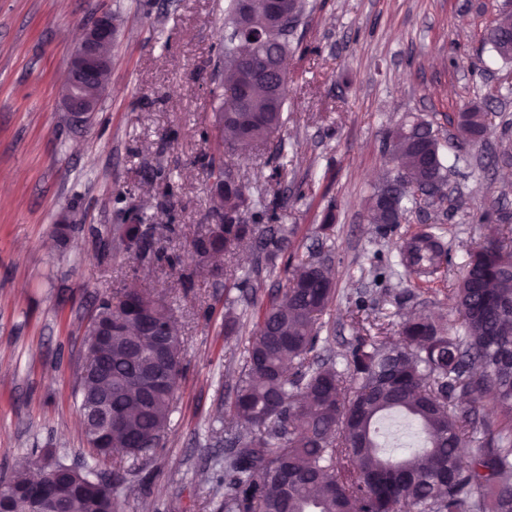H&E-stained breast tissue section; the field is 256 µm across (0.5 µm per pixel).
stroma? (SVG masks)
<instances>
[{"instance_id":"35a3bbf8","label":"stroma","mask_w":512,"mask_h":512,"mask_svg":"<svg viewBox=\"0 0 512 512\" xmlns=\"http://www.w3.org/2000/svg\"><path fill=\"white\" fill-rule=\"evenodd\" d=\"M309 3L308 50L288 59L285 169L259 146L223 161L254 199L287 197L281 222L293 252L317 254L332 269L321 354L336 359L372 322L394 337L414 313L455 320L449 290L490 234L481 214L498 209L512 227V63L485 41L512 0ZM104 13L118 18L108 86L93 122L74 126L61 84L83 27ZM223 53L224 0H0V473L37 454L91 465L76 395L85 330L101 298L137 288L173 306L184 374L165 442L129 476L122 512H220L224 497L213 487L225 448L214 433L254 330L244 317L225 332L224 314L268 303L291 271L284 257L258 268L248 244L225 258L220 277L190 256L191 238L209 221L200 159L217 144L202 134L213 129L212 69ZM489 95L496 115L485 138L444 150L457 205L429 222L411 214L388 233L369 223L388 130L421 114L451 138L459 114ZM156 170L170 184L152 181ZM133 210L179 264L140 258L114 236ZM62 219L72 226L64 241ZM431 225L451 247V264L424 276L391 262L396 246ZM246 273L251 288L236 289Z\"/></svg>"}]
</instances>
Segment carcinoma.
Returning a JSON list of instances; mask_svg holds the SVG:
<instances>
[{
	"label": "carcinoma",
	"instance_id": "cac0c4a2",
	"mask_svg": "<svg viewBox=\"0 0 512 512\" xmlns=\"http://www.w3.org/2000/svg\"><path fill=\"white\" fill-rule=\"evenodd\" d=\"M307 0H291L274 32H237L239 0H225L224 66L218 82L216 118L221 135L269 147L285 168L280 132L288 97L271 111L268 85L254 86L248 111H239L233 84L242 51L271 62L288 59L300 47L309 14ZM501 40L491 44L512 61V13L495 19ZM489 123L488 110L460 115L456 137L477 141ZM387 181L398 180L394 215L376 224L396 225L408 204L418 203L409 187L446 180L440 141L432 123L414 116L388 134ZM211 210L221 223L196 236L198 252L213 258L254 239L266 264L288 253L290 236L279 224L283 198L255 200L243 183L210 192ZM459 317L455 332L431 314L400 325L392 344L382 329L355 337L338 361L323 360L319 332L334 298L329 267L311 255L295 257L283 301L252 303L256 333L243 351V367L227 412L237 426L224 429L228 452L216 485L224 489V512H394L404 503L417 512H512V238L502 230L469 257L455 288ZM152 305L151 332L167 331L172 382L167 394L144 399L133 382L147 367V348L134 349L139 306ZM172 310L161 298L122 290L98 303L91 324H112V347L86 350L88 362L112 369V448L94 442L95 425L84 430L93 457L114 451L129 469L160 447L170 423L183 374V340ZM399 413L423 436L421 449L395 459L382 445L380 422ZM471 444L476 452L464 457ZM51 481L68 491L62 501L46 499L45 512H120L125 475L109 483L89 470L76 479L70 466L55 463ZM42 483L24 473L0 479V512H32V495Z\"/></svg>",
	"mask_w": 512,
	"mask_h": 512
}]
</instances>
